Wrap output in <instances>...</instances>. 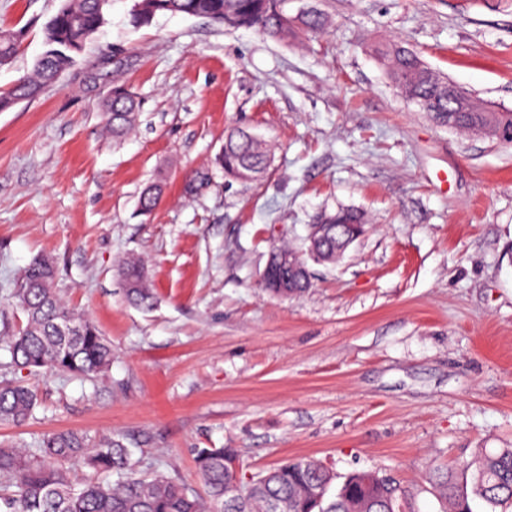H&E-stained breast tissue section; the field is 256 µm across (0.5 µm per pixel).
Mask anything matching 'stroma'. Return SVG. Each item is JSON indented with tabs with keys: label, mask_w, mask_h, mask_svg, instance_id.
Wrapping results in <instances>:
<instances>
[{
	"label": "stroma",
	"mask_w": 512,
	"mask_h": 512,
	"mask_svg": "<svg viewBox=\"0 0 512 512\" xmlns=\"http://www.w3.org/2000/svg\"><path fill=\"white\" fill-rule=\"evenodd\" d=\"M108 24L39 98L0 112V334L22 271L51 257L55 286L112 344L95 379L17 370L38 389L23 427L121 436L138 474L205 495L200 448H231L242 477L294 457L337 476L400 482L415 512H441L428 479L478 448L512 447V146L437 126L400 98L375 49L417 51L468 95L512 110V0H289L317 7L323 32L288 40L199 17ZM58 0H0L23 30L0 92L43 50ZM122 78L142 105L115 143L101 105ZM270 140L258 183L211 164L224 134ZM166 185L150 217L151 181ZM363 211L367 233L312 286L281 298L260 285L272 246L305 250L318 212ZM145 260L153 308L129 306L119 275ZM164 185L162 182L148 184L141 191L138 204L139 212L143 215H150L161 200Z\"/></svg>",
	"instance_id": "obj_1"
}]
</instances>
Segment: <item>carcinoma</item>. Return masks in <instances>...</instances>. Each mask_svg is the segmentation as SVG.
Here are the masks:
<instances>
[{"label": "carcinoma", "instance_id": "obj_1", "mask_svg": "<svg viewBox=\"0 0 512 512\" xmlns=\"http://www.w3.org/2000/svg\"><path fill=\"white\" fill-rule=\"evenodd\" d=\"M130 23L139 28L158 15L181 14L208 19L220 27L256 29L272 38H286L302 28L314 31L325 25L317 10L288 13V0H132ZM112 0H60L43 25L44 50L33 74L11 89L0 92V112L13 109L19 100L36 98L76 62L86 44L109 22ZM23 32L0 29V66L13 58ZM380 65L396 87L404 88L422 112L439 126L495 138L499 128H512V111L453 112L448 99V79L414 51L390 44L377 50ZM140 102L125 86L115 85L103 101L105 128L121 140L134 129ZM273 161L265 140L245 130L233 129L215 155L213 165L228 180L252 184L261 180ZM162 182L141 191L139 212L151 214L161 200ZM323 224H367L360 211L339 206L322 211ZM129 304L154 306L143 263L136 258L120 266ZM56 269L48 259H38L23 272L12 294L25 324L0 338L11 364L30 371L74 374L95 378L112 364V345L95 325L62 301L54 288ZM38 403L33 386L23 381L0 383V424L19 427ZM132 451L112 435L92 438L72 430L50 432L30 450L0 445V512H268V501L279 502V512H409L401 492L390 493L388 483L373 471L348 474L341 483L330 469L309 459L287 460L267 470L251 487L228 502L224 488L233 480L231 466L237 455L231 448H200L196 463L207 488V498L184 483L166 476L143 477L134 472ZM82 464L104 480L75 487L69 467ZM430 480L444 504V512H472L469 497L483 501L491 512L512 508V448H478L458 472L435 469Z\"/></svg>", "mask_w": 512, "mask_h": 512}]
</instances>
